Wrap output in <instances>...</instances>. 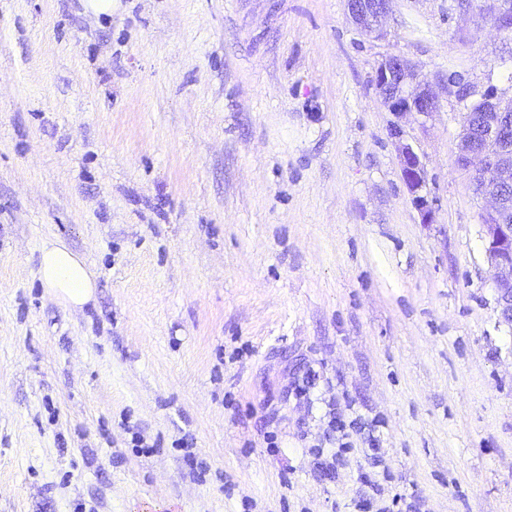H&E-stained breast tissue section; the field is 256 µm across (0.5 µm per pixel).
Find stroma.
Instances as JSON below:
<instances>
[{
    "label": "stroma",
    "instance_id": "35a3bbf8",
    "mask_svg": "<svg viewBox=\"0 0 512 512\" xmlns=\"http://www.w3.org/2000/svg\"><path fill=\"white\" fill-rule=\"evenodd\" d=\"M383 28L345 0H0V512H512V323L448 93L512 97V32L457 0ZM390 54L429 116L380 97ZM52 239L97 275L84 307L38 279ZM401 174L404 183L413 194L415 208L421 213L422 221L426 224L435 222L436 209L428 197L421 195L426 185V170L420 157L408 144H403L399 153Z\"/></svg>",
    "mask_w": 512,
    "mask_h": 512
}]
</instances>
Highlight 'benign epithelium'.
I'll list each match as a JSON object with an SVG mask.
<instances>
[{
  "mask_svg": "<svg viewBox=\"0 0 512 512\" xmlns=\"http://www.w3.org/2000/svg\"><path fill=\"white\" fill-rule=\"evenodd\" d=\"M349 15L359 28L381 36V20L390 9L392 0H346ZM415 79L413 66L402 56L392 54L379 64L376 82L384 93L391 112L401 117L407 112L430 115L436 108L435 96L425 89L411 87ZM488 106L479 133L466 124L459 137L457 163L477 174L485 173L493 183L483 194L490 197L486 214L496 218L494 223L482 224V239L488 262L497 270L495 288L500 313L512 322V203L502 189L512 186V98L507 99L494 86L481 97ZM404 183L413 194L415 208L422 223L435 222L436 209L428 197L421 194L426 185V170L413 148L404 144L399 153Z\"/></svg>",
  "mask_w": 512,
  "mask_h": 512,
  "instance_id": "1",
  "label": "benign epithelium"
}]
</instances>
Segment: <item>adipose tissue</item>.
Wrapping results in <instances>:
<instances>
[{"mask_svg": "<svg viewBox=\"0 0 512 512\" xmlns=\"http://www.w3.org/2000/svg\"><path fill=\"white\" fill-rule=\"evenodd\" d=\"M38 277L47 292L61 302L81 307L89 303L96 275L77 253L58 240L44 242L39 255Z\"/></svg>", "mask_w": 512, "mask_h": 512, "instance_id": "adipose-tissue-1", "label": "adipose tissue"}]
</instances>
